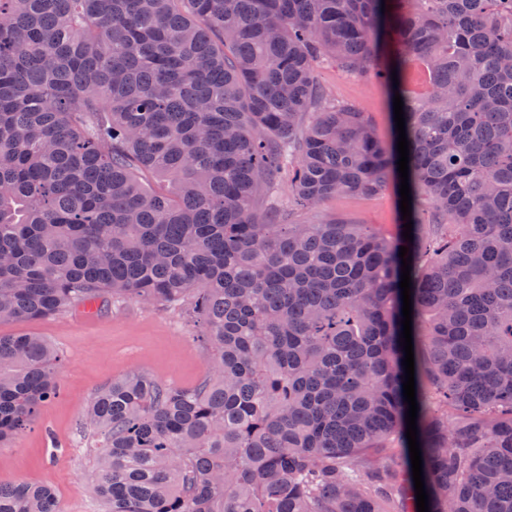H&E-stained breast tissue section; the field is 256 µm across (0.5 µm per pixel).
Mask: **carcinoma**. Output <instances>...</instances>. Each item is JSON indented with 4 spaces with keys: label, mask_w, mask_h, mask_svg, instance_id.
<instances>
[{
    "label": "carcinoma",
    "mask_w": 512,
    "mask_h": 512,
    "mask_svg": "<svg viewBox=\"0 0 512 512\" xmlns=\"http://www.w3.org/2000/svg\"><path fill=\"white\" fill-rule=\"evenodd\" d=\"M325 62L402 97L411 242L291 219L400 185ZM402 246L430 512H512V0H0V323L108 294L211 346L193 387L94 394L106 512H417ZM60 363L0 335L1 447ZM0 512L63 510L0 480Z\"/></svg>",
    "instance_id": "carcinoma-1"
}]
</instances>
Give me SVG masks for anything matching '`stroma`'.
<instances>
[{
    "instance_id": "obj_1",
    "label": "stroma",
    "mask_w": 512,
    "mask_h": 512,
    "mask_svg": "<svg viewBox=\"0 0 512 512\" xmlns=\"http://www.w3.org/2000/svg\"><path fill=\"white\" fill-rule=\"evenodd\" d=\"M318 79L334 99L367 112L379 138H391V95L381 81L351 78L330 63L320 66ZM399 201L394 190L372 198L345 195L322 213L390 236L401 220ZM19 333L39 336L59 352L61 390L40 407L30 427L0 447V480L52 485L64 512H103L94 490L95 455L81 430L95 392L135 372L177 387L196 385L210 356L203 329L183 310L134 298L117 303L106 295L90 312L76 308L37 321L0 323V335Z\"/></svg>"
}]
</instances>
